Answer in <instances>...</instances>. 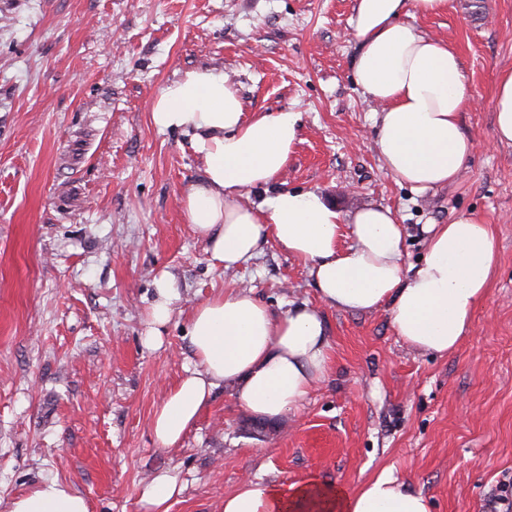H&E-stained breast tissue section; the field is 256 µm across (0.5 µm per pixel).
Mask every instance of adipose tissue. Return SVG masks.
<instances>
[{"label":"adipose tissue","instance_id":"1","mask_svg":"<svg viewBox=\"0 0 512 512\" xmlns=\"http://www.w3.org/2000/svg\"><path fill=\"white\" fill-rule=\"evenodd\" d=\"M432 15L448 0H356L360 41L354 80L382 104L375 146L398 183L417 193L454 183L473 151L462 130L469 106L460 59L447 42L404 25L408 9ZM493 137L512 145V70L501 72L493 99ZM150 116L163 130L189 136L202 179L181 199L185 223L205 239L214 260L235 267L260 253L266 239L301 262L320 299L275 314L252 291L229 288L196 305L187 334L197 366L186 371L152 416L164 448L177 445L207 407L214 390L231 385L253 414L275 419L298 407L330 361L322 306L370 312L389 305L397 334L410 347L445 356L468 335L476 309L497 274L492 225L462 214L430 224L419 264L403 262L404 228L390 208L365 206L345 214L311 190L281 188L243 205L246 190L275 183L300 141L294 112L247 113L223 72L193 69L164 85ZM353 242L342 246L344 233ZM146 346L162 340L179 300L177 283L155 282ZM178 477L163 470L143 485L145 512H169ZM8 512H90L86 497L59 479L17 495ZM223 512H429L426 498L403 490L392 474L348 491L309 479L250 482L225 496Z\"/></svg>","mask_w":512,"mask_h":512}]
</instances>
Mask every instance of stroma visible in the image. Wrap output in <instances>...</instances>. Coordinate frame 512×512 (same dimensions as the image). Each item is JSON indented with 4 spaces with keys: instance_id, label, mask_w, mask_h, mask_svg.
Masks as SVG:
<instances>
[{
    "instance_id": "obj_1",
    "label": "stroma",
    "mask_w": 512,
    "mask_h": 512,
    "mask_svg": "<svg viewBox=\"0 0 512 512\" xmlns=\"http://www.w3.org/2000/svg\"><path fill=\"white\" fill-rule=\"evenodd\" d=\"M355 0H0V512L56 478L90 512H143L144 483L172 470L169 512H221L249 481L316 478L356 490L390 472L431 512H493L512 482V146L492 138V96L512 69V0H450L403 16L460 55L474 149L458 180L424 194L398 184L374 147L380 105L353 80ZM224 70L247 111L300 113L281 177L343 212L391 208L404 261L427 224L472 213L493 224L500 264L451 354L416 351L389 306L324 308L331 363L308 398L259 420L231 387L174 447L154 410L195 359L194 305L250 288L274 313L316 302L305 267L274 242L224 268L181 218L201 162L159 130L150 106L185 71ZM175 278L162 344L146 312Z\"/></svg>"
}]
</instances>
